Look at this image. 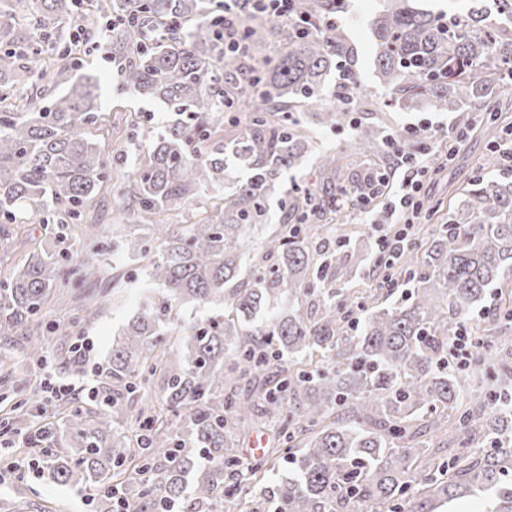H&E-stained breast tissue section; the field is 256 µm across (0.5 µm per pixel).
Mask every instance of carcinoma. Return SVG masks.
I'll use <instances>...</instances> for the list:
<instances>
[{
    "instance_id": "obj_1",
    "label": "carcinoma",
    "mask_w": 512,
    "mask_h": 512,
    "mask_svg": "<svg viewBox=\"0 0 512 512\" xmlns=\"http://www.w3.org/2000/svg\"><path fill=\"white\" fill-rule=\"evenodd\" d=\"M26 3L46 31L80 4L89 36L113 16L166 27L146 48L131 47L124 27L109 32L108 45L136 96L175 112L163 132L142 134L145 150L133 168H118L121 123L101 111L95 85L72 81L80 40L61 50L32 43L21 33L23 16L0 6V252L15 248L12 225L35 218L48 240L0 277V339L27 337L20 381L44 360L45 338L35 328L76 262L72 232L79 226L90 242L103 237V225L86 223L100 189L116 190L115 224L146 219L150 230L116 242L115 252L148 263L149 283L141 310L112 341L103 392L88 395L90 406L61 404L26 443L45 445L49 478L87 492L95 512H114L115 487L130 512H163L183 498L189 512H254L242 488L271 467L242 465L231 439L240 424L272 422L276 445L287 446L295 464L275 485L277 512H341L354 502L370 512H437L442 502L485 491L493 492L491 512H512V485L502 483L512 471V406L490 391L473 398L469 376L445 367L448 338L512 277L511 177L470 180L428 247L407 250L395 276L399 287L415 282L408 300L380 305L391 292L382 277L368 293L336 301L327 297L336 274L318 269L331 267L327 225L306 220L336 213V191L364 182L343 164L344 151L384 158L387 136L362 131L346 150L319 157V190L283 194L281 207L297 224L266 240L263 252L275 263L244 274L246 231L269 223L282 173L313 150L296 104L317 98L332 71L352 70L354 48L341 28H320L344 0H299L288 23L242 6V43L229 51L212 24L222 3L209 11L200 0ZM372 36L379 82L401 108L456 112L469 129L474 112L495 121V103L512 93V31L477 6L445 22L415 0H388ZM264 42L285 53L254 56ZM37 70L52 89L26 84ZM333 97L337 108L312 113L315 125L345 120L361 90L339 84ZM210 192L221 200L212 214L168 222L173 208ZM78 270L84 283L104 272L93 261ZM188 304L223 312L182 325L178 314ZM357 312L360 331L350 336ZM505 340L484 337L470 372L483 375L486 355L512 378ZM284 358L288 366L266 377L258 398H239L240 381ZM157 377L159 399L149 397L129 418L124 395H149Z\"/></svg>"
}]
</instances>
